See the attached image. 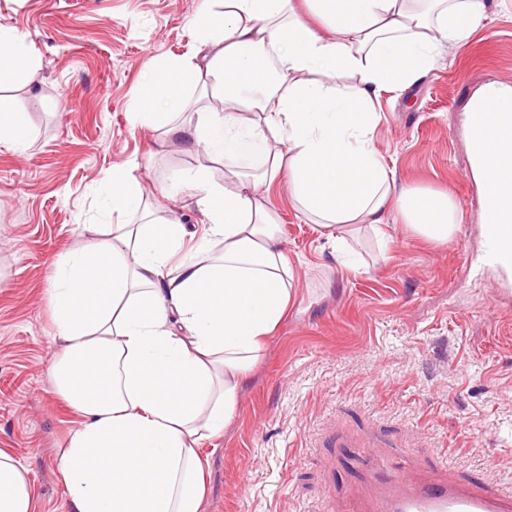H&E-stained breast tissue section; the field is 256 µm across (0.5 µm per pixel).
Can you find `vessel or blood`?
<instances>
[{
	"label": "vessel or blood",
	"instance_id": "1",
	"mask_svg": "<svg viewBox=\"0 0 512 512\" xmlns=\"http://www.w3.org/2000/svg\"><path fill=\"white\" fill-rule=\"evenodd\" d=\"M512 236V220H496L488 232V257L505 285L512 286V255L500 239ZM359 512H512V488L454 479L440 471L424 480L403 468L377 467L376 478L358 499Z\"/></svg>",
	"mask_w": 512,
	"mask_h": 512
}]
</instances>
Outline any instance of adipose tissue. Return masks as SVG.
<instances>
[{"mask_svg":"<svg viewBox=\"0 0 512 512\" xmlns=\"http://www.w3.org/2000/svg\"><path fill=\"white\" fill-rule=\"evenodd\" d=\"M486 0H224L195 18L190 57L151 63L133 125L166 128L223 159L224 179L186 172L160 186L191 193L201 230L156 215L132 167L108 204L125 215L99 249L57 266L49 290L55 394L77 417L58 451L64 512H200V454L235 417L241 386L288 313L295 272L264 192L287 181L295 207L334 235L381 232L395 217L448 244L458 206L398 185L373 147L383 90L424 78L486 18ZM9 75L38 79L24 36L0 32ZM209 103L181 115L189 87ZM488 126L477 178L512 212V86L476 96ZM0 512H36L28 469L0 449Z\"/></svg>","mask_w":512,"mask_h":512,"instance_id":"obj_1","label":"adipose tissue"}]
</instances>
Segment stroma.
<instances>
[{"label":"stroma","instance_id":"obj_1","mask_svg":"<svg viewBox=\"0 0 512 512\" xmlns=\"http://www.w3.org/2000/svg\"><path fill=\"white\" fill-rule=\"evenodd\" d=\"M202 0H0V30L28 38L36 83L11 80L30 128L0 145V448L23 462L37 512H63L57 450L77 417L54 393L48 288L57 264L101 241L103 182L133 165L157 185L224 162L135 127L146 63L191 54ZM512 84V0L422 80L382 92L374 148L398 182L450 191L460 223L444 246L404 225L343 247L273 186L297 285L288 315L239 394L223 435L204 442L201 512H349L371 477L366 453L414 472L512 486V289L485 258L481 194L461 124L473 92Z\"/></svg>","mask_w":512,"mask_h":512}]
</instances>
